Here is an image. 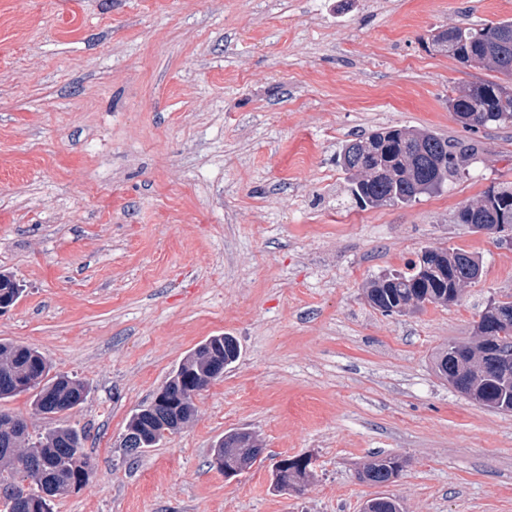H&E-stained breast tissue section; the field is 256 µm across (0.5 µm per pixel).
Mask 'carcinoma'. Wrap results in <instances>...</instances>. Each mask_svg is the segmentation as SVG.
Wrapping results in <instances>:
<instances>
[{"label":"carcinoma","instance_id":"obj_1","mask_svg":"<svg viewBox=\"0 0 512 512\" xmlns=\"http://www.w3.org/2000/svg\"><path fill=\"white\" fill-rule=\"evenodd\" d=\"M430 45L463 66L498 73L495 80L456 88L448 97L464 128L512 126V19L454 26L432 35ZM338 160L350 174L354 200L363 207L378 208L408 205L423 194L440 190L458 175L466 153L432 131L390 126L347 140ZM508 199L512 200L511 185L492 186L479 200L461 207L454 220L491 229L503 223V202ZM479 271L472 253L458 248L429 249L422 252L411 272L380 276L369 283L364 295L371 308L387 314L419 310L426 304L447 305L459 300L463 288L475 283ZM22 292L13 275L0 272V301L13 304ZM459 349V362L449 359L446 349L435 354L437 375L446 382L460 383L465 395L481 406L512 412V386L476 362L482 342ZM234 351H239V345L232 336H212L197 347L152 401L131 416L124 435L127 455L138 456L159 445L166 433L183 427L195 413L187 393L201 391L219 378L216 367ZM26 392L33 396L35 412L53 418L82 404L89 387L75 377L50 374L48 360L37 349L0 341V400ZM84 440L82 431L62 425L33 435L23 419L1 412L0 485L21 479L27 486L20 496L4 498L0 512H51L56 498L82 488L93 470ZM257 458L258 454L245 449L227 458L226 464L238 474ZM402 464L404 460L398 456H378L358 471V479L384 486L393 482ZM310 477L303 466L278 463L273 484L279 491L300 492Z\"/></svg>","mask_w":512,"mask_h":512}]
</instances>
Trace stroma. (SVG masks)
<instances>
[{
  "instance_id": "35a3bbf8",
  "label": "stroma",
  "mask_w": 512,
  "mask_h": 512,
  "mask_svg": "<svg viewBox=\"0 0 512 512\" xmlns=\"http://www.w3.org/2000/svg\"><path fill=\"white\" fill-rule=\"evenodd\" d=\"M510 18L512 0H0V271L25 288L0 340L90 387L60 421L93 470L53 512H512V412L434 369L512 294V246L454 221L512 184V126L463 128L452 89L494 74L426 44ZM390 125L469 160L416 202L360 208L336 156ZM428 248L478 256L479 283L407 315L365 302ZM212 336L238 362L126 458L130 416ZM234 430L263 453L228 479L211 450ZM303 454L302 492L274 491V463ZM377 454L406 459L394 483L357 480Z\"/></svg>"
}]
</instances>
